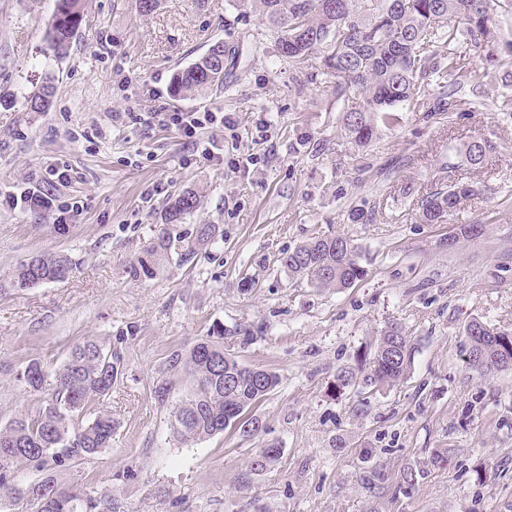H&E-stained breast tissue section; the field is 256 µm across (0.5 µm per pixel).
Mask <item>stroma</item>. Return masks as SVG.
<instances>
[{
	"mask_svg": "<svg viewBox=\"0 0 512 512\" xmlns=\"http://www.w3.org/2000/svg\"><path fill=\"white\" fill-rule=\"evenodd\" d=\"M54 9L0 0V194L63 162L70 178L56 192L80 209L62 227L48 213L0 209V277L41 254H68L77 267L62 283L0 292V425L53 392L18 382L30 360L57 366L91 337L124 362L110 396L88 404L118 427L111 448L58 481L112 489L121 512H512V368L469 369L464 336L475 317L512 328V118L499 110L512 66L473 59L472 110L409 112L358 148L341 126L347 101L300 82L274 54L275 32L229 0H158L148 15L138 0H84L61 59L46 40ZM218 40L234 51L223 87L175 98L174 74ZM49 75L50 108L30 111ZM160 109L234 113L235 134L201 133L223 144V161L189 156L177 132L140 122ZM263 118L271 128L259 144ZM477 136L500 150L473 168L457 149ZM249 151L254 164L230 166ZM454 182L483 193L448 223H422V198ZM185 189L201 197L193 223L219 225L223 241L133 280L130 263ZM355 208L367 223L351 221ZM477 222L483 236L443 247ZM331 234L359 246L362 280L319 290L281 268L283 253ZM392 322L418 344L408 380L332 395L337 371ZM217 324L250 328L256 340L240 362L280 382L253 409L264 432L229 429L186 446L153 383L170 352ZM268 442L279 459L251 469ZM439 448L444 469L428 464ZM410 467L425 473L408 488Z\"/></svg>",
	"mask_w": 512,
	"mask_h": 512,
	"instance_id": "obj_1",
	"label": "stroma"
}]
</instances>
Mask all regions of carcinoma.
I'll return each mask as SVG.
<instances>
[{"label":"carcinoma","mask_w":512,"mask_h":512,"mask_svg":"<svg viewBox=\"0 0 512 512\" xmlns=\"http://www.w3.org/2000/svg\"><path fill=\"white\" fill-rule=\"evenodd\" d=\"M491 0H233L232 7L261 15L277 33L275 56L302 73L309 84H329L336 97H354L355 105L343 112L342 126L358 147L369 144L383 128L400 122V113L436 101L435 112L458 110L456 94L471 82L473 71L461 48L485 52L497 62ZM83 0H56L48 30V46L58 58L67 49L84 20ZM455 24L448 25V19ZM323 53L321 65L309 69L313 53ZM228 50L217 41L197 62L177 72L172 81L175 97H190L224 86V60ZM54 94L51 78L28 101L32 112L49 109ZM497 150L494 141L475 137L461 145L460 155L473 167L482 166ZM479 194L472 185L453 183L429 193L421 202L419 218L425 224H441L460 204ZM200 207L193 190L173 195L164 207V223L143 256L129 266L134 279L155 277L172 259L180 265L193 261L197 251L218 238L215 224L186 221ZM363 255L345 236L325 235L283 254L281 266L314 288L344 289L366 275ZM66 254L37 255L20 263L4 279L0 289L29 290L60 282L73 271ZM467 365L487 376L512 367V329L495 327L481 318L464 328ZM241 349L254 341L246 329L225 336L224 327L196 340L187 349L173 351L152 389L155 400L165 403L173 386L171 376L183 374L192 381L185 399L171 410L174 433L184 442H196L239 429L255 436L263 428L258 418H243L278 384V376L265 369L243 366L224 348V339ZM417 343L404 327L392 323L377 338L367 368H343L335 386L392 389L410 375ZM122 357L96 339L75 344L65 361L49 370L33 359L18 374L30 393H39L48 379L55 383L52 399L33 412L21 413L0 426V498H13L19 490L35 500L36 512H114L112 492L93 487L63 488L56 473L103 452L112 445L117 428L112 415L97 413L78 422L88 402L112 393L121 376ZM280 448L270 443L252 460L254 470L275 463ZM23 467L41 478L18 486L16 474Z\"/></svg>","instance_id":"1"}]
</instances>
